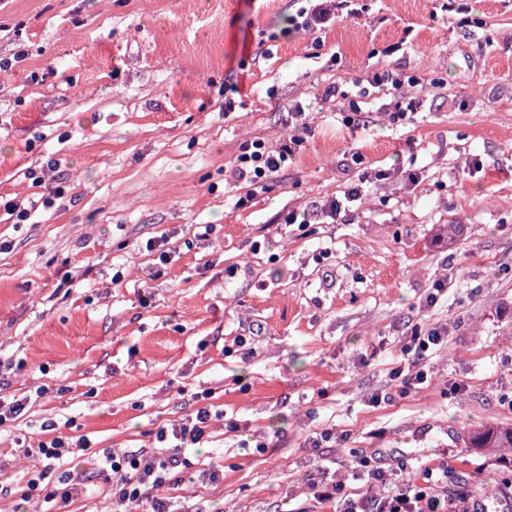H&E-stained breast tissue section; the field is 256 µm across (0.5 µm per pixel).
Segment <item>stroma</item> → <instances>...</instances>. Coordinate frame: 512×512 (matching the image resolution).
<instances>
[{
    "instance_id": "obj_1",
    "label": "stroma",
    "mask_w": 512,
    "mask_h": 512,
    "mask_svg": "<svg viewBox=\"0 0 512 512\" xmlns=\"http://www.w3.org/2000/svg\"><path fill=\"white\" fill-rule=\"evenodd\" d=\"M365 2L318 47L304 0H0V58L25 54L0 73V198L32 213L0 220V403L25 401L0 420V512H44L22 497L38 476L70 490L65 512H110L94 456L29 466L45 424L152 452L204 405L208 437L161 491L182 512H298L311 481L358 487L355 450L413 476L443 457L449 490L499 498L495 451L468 433L512 423V0ZM382 70L402 88L360 94ZM402 98L419 106L396 127ZM301 125L293 163L237 207L243 148ZM355 187L338 223L276 221ZM160 236L166 265L145 248ZM434 323L429 382L375 402Z\"/></svg>"
}]
</instances>
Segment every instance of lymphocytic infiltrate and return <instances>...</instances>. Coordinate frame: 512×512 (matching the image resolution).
Instances as JSON below:
<instances>
[{
  "label": "lymphocytic infiltrate",
  "mask_w": 512,
  "mask_h": 512,
  "mask_svg": "<svg viewBox=\"0 0 512 512\" xmlns=\"http://www.w3.org/2000/svg\"><path fill=\"white\" fill-rule=\"evenodd\" d=\"M356 0H318L317 4L301 8L300 27L309 32L327 29L336 18L357 15ZM304 143L302 135L293 133L278 148L266 147L253 141L236 158L240 179L250 185H266L275 172L285 167ZM448 340V328L437 324L413 328L401 347L397 365L391 377L401 392L420 388L428 373L423 358L428 351L441 347ZM211 420L208 408H198L186 422L160 430V442L171 447L167 453H130L106 456L104 463L112 472V512H131L141 503H149L151 512H178L166 498H150V490L173 485L178 481L183 463L181 449L203 443ZM355 469L366 474L371 492L350 496L343 482L321 484L315 490L317 503H337L339 512H489L487 506H475L470 493H449L444 486L448 477L447 462L421 467L417 479L405 478V464L384 467L380 458L357 451L353 454Z\"/></svg>",
  "instance_id": "1"
}]
</instances>
